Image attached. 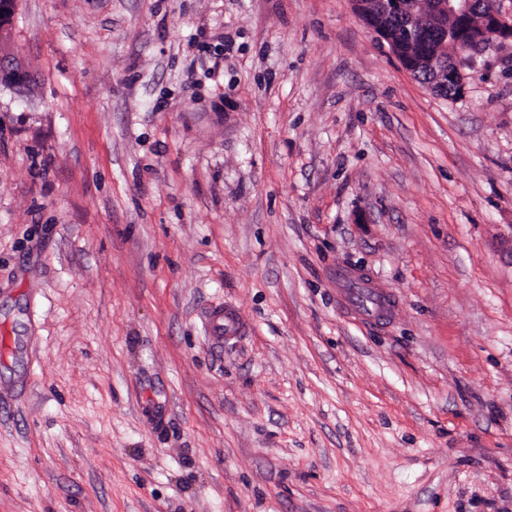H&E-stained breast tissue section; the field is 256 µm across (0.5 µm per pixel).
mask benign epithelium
I'll list each match as a JSON object with an SVG mask.
<instances>
[{"mask_svg":"<svg viewBox=\"0 0 512 512\" xmlns=\"http://www.w3.org/2000/svg\"><path fill=\"white\" fill-rule=\"evenodd\" d=\"M358 15L384 40L398 57L403 67L412 75L424 70L436 75L427 84L434 92H441L446 83L442 74L453 73V91L461 92L465 76L460 72L458 59L474 50L496 43L512 41V6L506 0H428L426 13L418 14L407 6V0H355ZM17 9V0H0V31L11 24ZM478 17V24L470 25L468 36L454 43L448 50V23ZM403 22L412 32L424 28L432 30L438 47L432 51L412 53L404 50L406 42H396L390 36L395 20ZM27 72L10 57L0 53V79L21 85L26 81Z\"/></svg>","mask_w":512,"mask_h":512,"instance_id":"obj_1","label":"benign epithelium"}]
</instances>
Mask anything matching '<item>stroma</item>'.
<instances>
[{"instance_id": "35a3bbf8", "label": "stroma", "mask_w": 512, "mask_h": 512, "mask_svg": "<svg viewBox=\"0 0 512 512\" xmlns=\"http://www.w3.org/2000/svg\"><path fill=\"white\" fill-rule=\"evenodd\" d=\"M0 51V512H512V45L448 97L353 0H19ZM336 281L344 288V294L348 303L352 306L368 310V303L372 304L375 308V314L366 315V320L376 322L381 314L387 313L392 305L387 295L378 289L382 288L375 285H366L352 277L346 270H337ZM203 328L207 341L214 347H223L224 333L236 336L245 329L240 314L224 304H215L205 310L202 315Z\"/></svg>"}]
</instances>
